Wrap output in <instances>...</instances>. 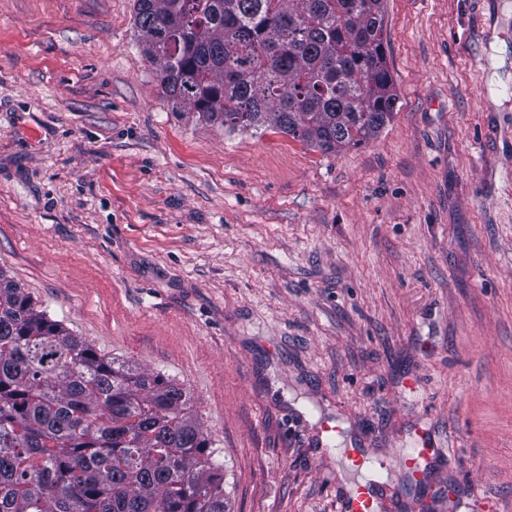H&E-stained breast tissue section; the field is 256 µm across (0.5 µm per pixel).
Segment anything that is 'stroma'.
I'll list each match as a JSON object with an SVG mask.
<instances>
[{"instance_id": "1", "label": "stroma", "mask_w": 512, "mask_h": 512, "mask_svg": "<svg viewBox=\"0 0 512 512\" xmlns=\"http://www.w3.org/2000/svg\"><path fill=\"white\" fill-rule=\"evenodd\" d=\"M134 4L0 0V270L184 388L225 512H337L343 447L512 512V0H385L396 108L328 155L172 111ZM424 448H412L404 457V466L410 477L417 483H422L427 475L428 463L423 457Z\"/></svg>"}]
</instances>
